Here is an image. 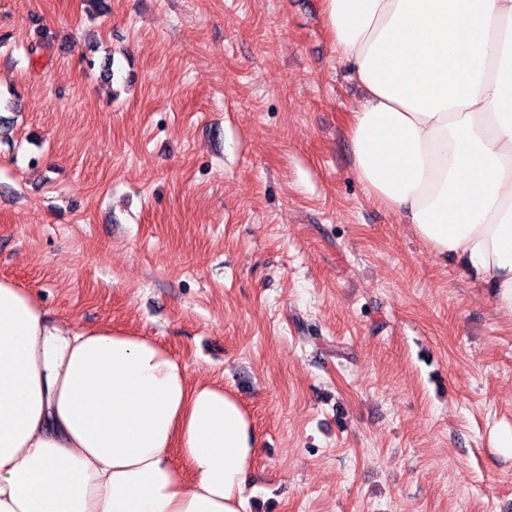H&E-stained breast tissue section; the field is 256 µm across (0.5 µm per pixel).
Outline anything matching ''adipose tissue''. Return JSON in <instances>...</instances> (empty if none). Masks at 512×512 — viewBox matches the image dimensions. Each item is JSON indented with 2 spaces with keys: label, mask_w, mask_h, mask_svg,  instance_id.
<instances>
[{
  "label": "adipose tissue",
  "mask_w": 512,
  "mask_h": 512,
  "mask_svg": "<svg viewBox=\"0 0 512 512\" xmlns=\"http://www.w3.org/2000/svg\"><path fill=\"white\" fill-rule=\"evenodd\" d=\"M369 197L512 315V0H324ZM251 417L155 339L0 279V512H247ZM181 464H174L173 455Z\"/></svg>",
  "instance_id": "adipose-tissue-1"
}]
</instances>
